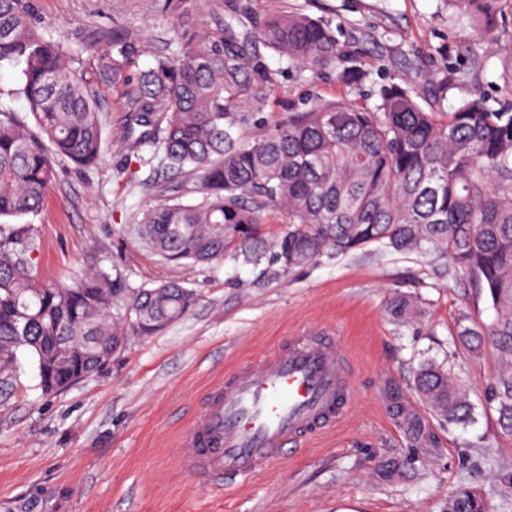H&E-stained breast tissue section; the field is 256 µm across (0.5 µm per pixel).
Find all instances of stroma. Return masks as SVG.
I'll list each match as a JSON object with an SVG mask.
<instances>
[{
  "instance_id": "35a3bbf8",
  "label": "stroma",
  "mask_w": 512,
  "mask_h": 512,
  "mask_svg": "<svg viewBox=\"0 0 512 512\" xmlns=\"http://www.w3.org/2000/svg\"><path fill=\"white\" fill-rule=\"evenodd\" d=\"M33 3L56 35L114 28L140 38L141 70L169 35L156 0ZM253 7L328 21L341 49L363 50L368 71L350 93L335 75L314 76L265 51L276 91L258 119L268 128L319 98L348 93L375 103L392 81H407L421 104L434 102L447 72L467 65L473 42L487 68L471 89L499 99L512 92L495 45L462 28L452 0H254ZM468 90L449 88L445 107ZM100 93V163L58 162L40 214L8 225L23 229L44 279L68 284L97 269L132 288L177 282L198 302L154 335L128 334L99 372L54 394H42L34 364L19 357L9 379L0 378V512H448L461 485L482 493L494 512H512L504 481L512 437L501 433L486 397L500 362L491 347L473 352L452 343L460 318L491 322L484 295L447 266L374 245L282 271L272 260L287 228L282 212L266 214L258 227L260 261L247 259L238 236L226 239L222 258L166 261L143 244L138 226L142 211L164 200L166 182L156 165L139 161L127 136L128 98L105 86ZM398 298L412 307L407 317L390 312ZM317 333L337 337L347 353L344 418L251 480L197 484L180 441L209 389L236 365ZM427 359L454 362L475 404L467 428L440 421L418 400L412 374ZM395 395L414 405L425 439L393 415ZM390 459L412 465L388 478L381 466Z\"/></svg>"
}]
</instances>
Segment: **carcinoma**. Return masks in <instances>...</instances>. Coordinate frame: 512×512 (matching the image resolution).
<instances>
[{"label": "carcinoma", "instance_id": "carcinoma-1", "mask_svg": "<svg viewBox=\"0 0 512 512\" xmlns=\"http://www.w3.org/2000/svg\"><path fill=\"white\" fill-rule=\"evenodd\" d=\"M206 0H164L167 47L131 77L139 40L108 30L55 38L41 31L32 0H0V67L19 69V94L33 122L0 108V220L37 214L67 159L97 165L103 154L100 97L75 67L84 53L106 86L131 101L129 134L166 173L167 198L139 220L144 241L169 261L224 255L225 236L254 237L273 210L288 214L274 259L285 271L324 255L379 244L434 265L448 263L486 295L485 326L460 325L459 344L492 346L502 368L489 389L502 434L512 436V103L472 93L452 111L427 107L407 84L380 87L377 102L320 99L257 128L274 83L259 47L347 86L367 71L341 54L331 26L305 14H257L251 0H218L220 22L191 34ZM482 38L505 35L512 0H456ZM198 178V203L183 200ZM197 294L177 283L130 289L104 271L72 285L47 283L25 238L0 227V376L18 354L34 361L41 390L55 393L98 371L102 352L124 341L112 308L140 336L181 320ZM416 393L450 425L467 426L473 404L452 369L433 360L413 373ZM448 512H491L457 488Z\"/></svg>", "mask_w": 512, "mask_h": 512}]
</instances>
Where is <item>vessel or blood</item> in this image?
<instances>
[{
    "mask_svg": "<svg viewBox=\"0 0 512 512\" xmlns=\"http://www.w3.org/2000/svg\"><path fill=\"white\" fill-rule=\"evenodd\" d=\"M344 362L338 339L302 337L228 373L182 443L197 481L249 478L304 435L340 419Z\"/></svg>",
    "mask_w": 512,
    "mask_h": 512,
    "instance_id": "obj_1",
    "label": "vessel or blood"
}]
</instances>
